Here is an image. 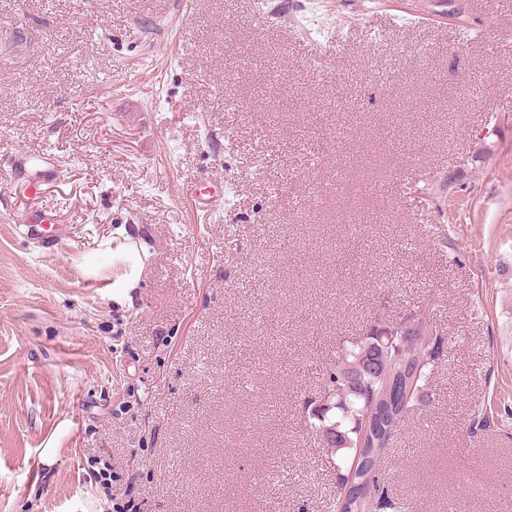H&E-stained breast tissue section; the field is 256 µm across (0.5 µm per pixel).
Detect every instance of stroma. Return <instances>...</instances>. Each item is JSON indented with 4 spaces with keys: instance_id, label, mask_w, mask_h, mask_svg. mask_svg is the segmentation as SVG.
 <instances>
[{
    "instance_id": "1",
    "label": "stroma",
    "mask_w": 512,
    "mask_h": 512,
    "mask_svg": "<svg viewBox=\"0 0 512 512\" xmlns=\"http://www.w3.org/2000/svg\"><path fill=\"white\" fill-rule=\"evenodd\" d=\"M255 2L0 0V512H325L302 403L419 302L391 489L512 512V0ZM38 151L51 253L3 189ZM40 226L41 230H38L36 226ZM15 228L17 233L22 237H31L34 232H37L42 241V247L49 252H52L59 243L65 238L67 228L64 224H51L45 228L38 224H16Z\"/></svg>"
}]
</instances>
